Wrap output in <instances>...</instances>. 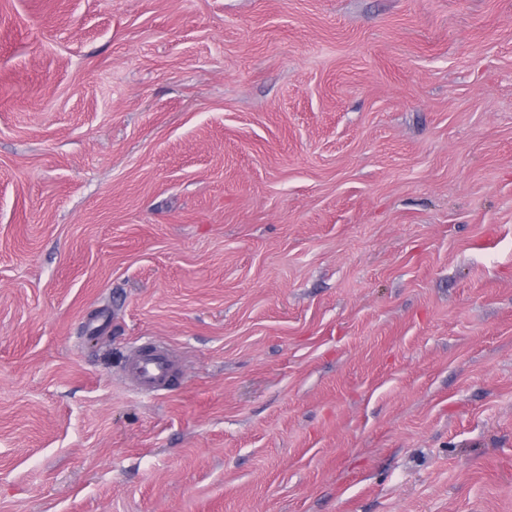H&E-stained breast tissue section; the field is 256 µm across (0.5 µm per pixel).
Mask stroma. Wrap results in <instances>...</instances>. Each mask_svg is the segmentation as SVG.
<instances>
[{"label":"stroma","instance_id":"1","mask_svg":"<svg viewBox=\"0 0 512 512\" xmlns=\"http://www.w3.org/2000/svg\"><path fill=\"white\" fill-rule=\"evenodd\" d=\"M0 512H512V0H0ZM174 366L173 354L166 346L147 344L128 357L125 375L135 388L158 392L169 387Z\"/></svg>","mask_w":512,"mask_h":512}]
</instances>
